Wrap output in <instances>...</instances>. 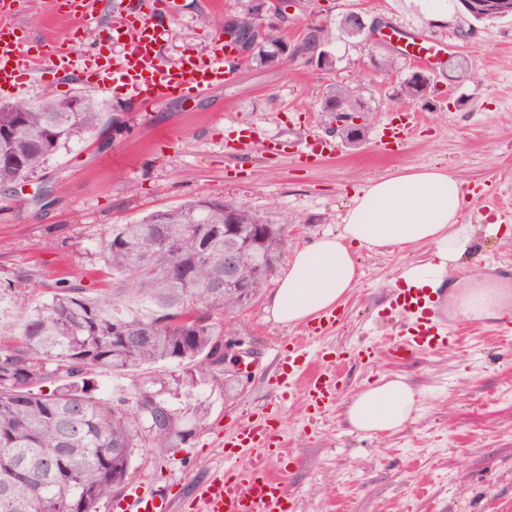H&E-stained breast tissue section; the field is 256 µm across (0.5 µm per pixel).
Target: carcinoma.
Here are the masks:
<instances>
[{
	"label": "carcinoma",
	"instance_id": "cac0c4a2",
	"mask_svg": "<svg viewBox=\"0 0 512 512\" xmlns=\"http://www.w3.org/2000/svg\"><path fill=\"white\" fill-rule=\"evenodd\" d=\"M363 41L359 29L319 19L307 27L297 51L325 56L332 32ZM281 28L267 24L249 64L275 60ZM435 91L430 76L411 77L396 90L401 99L426 101ZM45 99L31 111L25 102L0 105V186L40 170L72 139L103 132L98 104L84 98ZM363 111L350 88H332L321 111L336 120V105ZM234 221L232 231L224 224ZM286 224H270L244 204L194 199L158 210L132 224L112 225L100 256L110 275L102 297L80 281L58 279L42 300L29 303L30 274L17 270L0 281V302L31 305L20 326L21 344L0 347V512H26L37 494L46 512H97L117 491L141 436L168 448L187 432L156 391L132 384L112 399L93 394L94 376L134 375L146 366L181 369L185 382L203 383L224 371L214 340L212 315L242 308L236 288L224 287V253L237 252L240 280L253 295L266 287L286 243ZM50 385L53 390L43 392Z\"/></svg>",
	"mask_w": 512,
	"mask_h": 512
}]
</instances>
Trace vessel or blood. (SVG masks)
Segmentation results:
<instances>
[{
  "label": "vessel or blood",
  "mask_w": 512,
  "mask_h": 512,
  "mask_svg": "<svg viewBox=\"0 0 512 512\" xmlns=\"http://www.w3.org/2000/svg\"><path fill=\"white\" fill-rule=\"evenodd\" d=\"M98 0H55V10L70 18L75 30L85 29L96 17ZM13 0H0V90L22 89L43 65L66 74H90L92 89L108 94L113 88H125L130 100L142 106L155 105L173 96L189 98L196 94L223 87L236 76L229 64V51L224 48V32L216 30L207 53L176 64L163 62L155 48L159 38L157 25L171 9V0H138L136 12L115 11L110 21L116 38L129 46L121 56L104 61L92 53H75L73 43L46 37L30 45L12 23ZM393 38L402 42L403 51L414 60L428 65L443 55L444 50L431 40L417 34L393 31ZM415 129L413 114H402L397 122L386 126L381 134L384 147L401 146ZM331 142L316 137L296 151L299 164L309 165L331 156ZM443 301L441 290L429 292L404 289L396 294L394 309L403 319L397 336L389 338L392 357L419 351H443L452 347L456 338L439 313ZM487 296L473 293L457 301L461 317L471 323H489L495 339L502 344L512 342V311L487 318ZM282 373L275 385L281 394L293 392L295 378L302 374L307 356L299 346L282 351ZM342 376L335 368L324 369L307 376L304 397L310 409L321 412L336 401ZM270 414L242 419L230 437L225 438L226 458L247 455L244 466H227L212 472L200 484L193 497L194 512H290L283 472L273 471L269 462L282 457L281 439L275 432ZM115 512H169L168 495L148 486L131 487L113 505Z\"/></svg>",
  "instance_id": "b4317fda"
}]
</instances>
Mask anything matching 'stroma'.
Segmentation results:
<instances>
[{"mask_svg": "<svg viewBox=\"0 0 512 512\" xmlns=\"http://www.w3.org/2000/svg\"><path fill=\"white\" fill-rule=\"evenodd\" d=\"M114 2L99 0L98 20L83 33L78 50L125 52L124 41L113 39L109 30ZM248 3L176 0L159 27V55L170 63L201 55L216 24L241 15ZM15 6L30 43L48 32L68 37L69 22L50 0H16ZM351 9L384 15L392 26L447 44L449 55L463 56L478 82L456 78L443 64L431 70L436 97L405 103L394 90L418 70L417 62L399 57L385 77L371 65L367 48L337 38L330 45L337 58L330 70L304 56L289 58L284 68L247 65L230 85L145 110L117 89L100 99L107 125L102 137L73 139L33 175L0 186V278L25 269L36 301L60 277L105 291L109 278L99 246L113 225L203 197L243 203L272 224L290 218L277 265L282 272L297 249L336 233L355 192L372 180L439 167L462 180L461 221L473 229L467 252L447 267L446 281L465 285L484 279L512 289V18L477 22L456 12L436 24L414 0H303L288 16L287 45L296 44L313 21L333 20ZM334 85L354 87L366 103L365 139L316 165L299 166L293 159L299 144L330 130L320 102ZM90 93L84 81H64L45 66L22 94L0 91V102ZM401 112L417 113L420 124L392 153L381 146L378 133ZM250 127L276 141L280 153L257 151L246 161L226 153L225 140ZM356 256L357 283L338 309L336 328L304 340L305 347L312 355L365 346L377 353L344 363L343 387L323 413H313L301 400L282 399L273 387L279 348L303 340L301 325L275 322L267 311L278 286L274 279L240 312L212 317L216 336L243 335L253 351L248 381L230 376L191 388L155 368L135 378L95 375L94 393L104 399L136 381H162V397L178 428L191 433L172 448L139 441L131 453L129 486L171 492V512H190L195 486L224 465V432L275 404L290 450L286 484L294 512H512V347L471 332L452 309L448 322L458 333L455 347L404 360L379 353L392 327L380 309L401 289L405 271L434 261V250L387 246L362 248ZM385 372L409 383L416 403L400 430L370 438L351 430L344 410Z\"/></svg>", "mask_w": 512, "mask_h": 512, "instance_id": "stroma-1", "label": "stroma"}]
</instances>
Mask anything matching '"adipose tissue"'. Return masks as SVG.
<instances>
[{"label":"adipose tissue","instance_id":"ef3b65f1","mask_svg":"<svg viewBox=\"0 0 512 512\" xmlns=\"http://www.w3.org/2000/svg\"><path fill=\"white\" fill-rule=\"evenodd\" d=\"M460 180L423 168L372 181L352 200L336 234L297 250L272 295L269 310L280 323L296 325L340 306L357 281L356 251L385 245L435 246L437 270L468 247L471 228L460 221ZM415 393L401 377L381 376L355 395L348 424L369 437L394 433L410 418Z\"/></svg>","mask_w":512,"mask_h":512}]
</instances>
